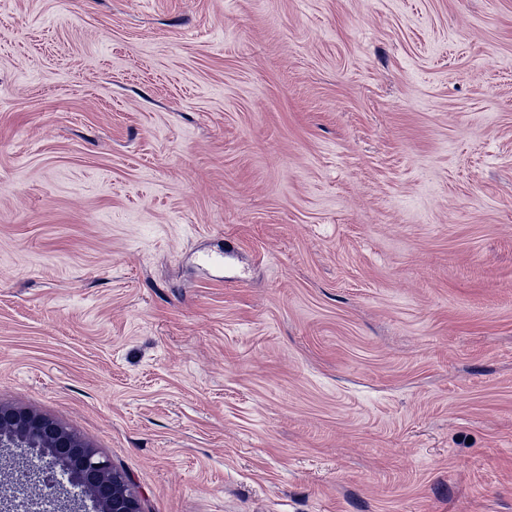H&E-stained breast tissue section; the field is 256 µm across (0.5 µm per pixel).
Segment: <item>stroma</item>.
Masks as SVG:
<instances>
[{
	"label": "stroma",
	"mask_w": 512,
	"mask_h": 512,
	"mask_svg": "<svg viewBox=\"0 0 512 512\" xmlns=\"http://www.w3.org/2000/svg\"><path fill=\"white\" fill-rule=\"evenodd\" d=\"M0 403L143 512H512V0H0Z\"/></svg>",
	"instance_id": "35a3bbf8"
}]
</instances>
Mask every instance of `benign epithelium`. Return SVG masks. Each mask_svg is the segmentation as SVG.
Here are the masks:
<instances>
[{
	"label": "benign epithelium",
	"mask_w": 512,
	"mask_h": 512,
	"mask_svg": "<svg viewBox=\"0 0 512 512\" xmlns=\"http://www.w3.org/2000/svg\"><path fill=\"white\" fill-rule=\"evenodd\" d=\"M0 447L38 450L50 466L41 482L52 492L57 488L54 473L60 471L90 494L96 512H142L128 477L97 449L50 417L1 403Z\"/></svg>",
	"instance_id": "7a95c632"
}]
</instances>
